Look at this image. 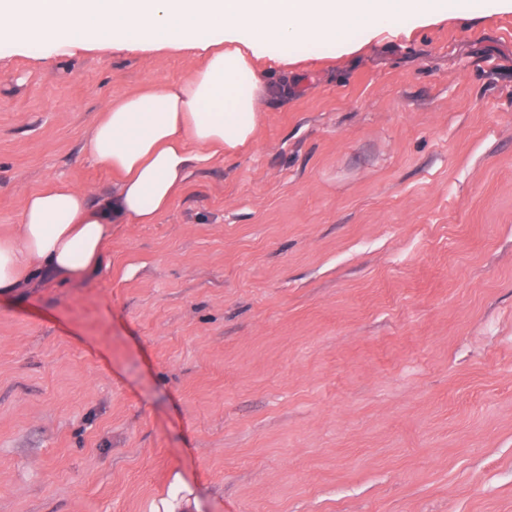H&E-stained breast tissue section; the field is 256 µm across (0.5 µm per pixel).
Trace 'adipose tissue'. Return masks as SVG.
<instances>
[{
  "label": "adipose tissue",
  "instance_id": "obj_1",
  "mask_svg": "<svg viewBox=\"0 0 512 512\" xmlns=\"http://www.w3.org/2000/svg\"><path fill=\"white\" fill-rule=\"evenodd\" d=\"M508 8L512 0H0V41H42L105 51L115 46L201 54L205 66L112 104L92 128L87 155L118 174L111 194L58 184L29 194L15 234L0 238V290L39 270L72 281L101 269L112 229L152 224L192 169L237 151L259 123L261 99L288 90L254 69L288 64L299 43L347 50L369 38L448 11Z\"/></svg>",
  "mask_w": 512,
  "mask_h": 512
}]
</instances>
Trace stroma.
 Wrapping results in <instances>:
<instances>
[{
    "instance_id": "35a3bbf8",
    "label": "stroma",
    "mask_w": 512,
    "mask_h": 512,
    "mask_svg": "<svg viewBox=\"0 0 512 512\" xmlns=\"http://www.w3.org/2000/svg\"><path fill=\"white\" fill-rule=\"evenodd\" d=\"M292 55L102 271L0 292V512H512V12ZM202 64L0 43V236Z\"/></svg>"
}]
</instances>
